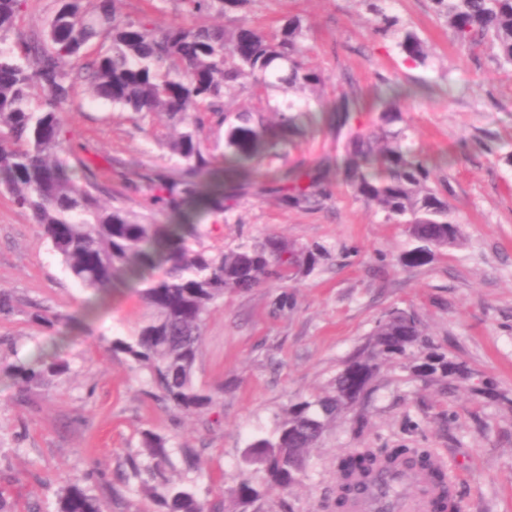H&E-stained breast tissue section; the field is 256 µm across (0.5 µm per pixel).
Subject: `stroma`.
I'll return each instance as SVG.
<instances>
[{"label": "stroma", "instance_id": "1", "mask_svg": "<svg viewBox=\"0 0 512 512\" xmlns=\"http://www.w3.org/2000/svg\"><path fill=\"white\" fill-rule=\"evenodd\" d=\"M394 12L427 44V65L409 63L391 37L373 32L358 0H250L244 13L257 25L300 17L309 60L330 78L305 136L261 158L258 169L281 174L335 156L326 109L339 95L368 101L388 83L416 89L401 109L414 147L438 165L433 185L461 240L426 263L403 264L405 225L384 222L341 181L316 209L250 197L206 217L203 249L275 234L329 256L287 289L225 294L205 323L195 365L197 385L217 397L200 415L166 408L126 357L109 351V340L134 334L147 313L137 294L117 291L86 313L91 291L69 276L29 212L0 191V289L17 298L0 313V496L14 512H56L65 480L90 469L101 478L90 491L108 501V512H151L126 463L144 430L171 440L175 482L230 503L247 444L272 435L290 401L325 390L395 307L415 310L426 336L475 377L491 379L494 396L477 399L466 382H429L405 364L387 365L364 409L367 426L355 430L351 414L340 416L311 448L305 476L288 494H267L261 512H333L336 459L364 445L429 449L459 473L461 512H512V70L486 47L454 44L432 0H397ZM64 118L77 153L100 167L113 205L143 213V194L127 180L143 166L175 168L168 144L177 127L83 87ZM283 292L288 304L276 307ZM38 312L53 326L35 321ZM56 343L67 374L18 394L4 365Z\"/></svg>", "mask_w": 512, "mask_h": 512}]
</instances>
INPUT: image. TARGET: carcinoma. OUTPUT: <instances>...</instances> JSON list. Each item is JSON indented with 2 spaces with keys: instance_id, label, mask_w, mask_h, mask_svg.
I'll list each match as a JSON object with an SVG mask.
<instances>
[{
  "instance_id": "obj_1",
  "label": "carcinoma",
  "mask_w": 512,
  "mask_h": 512,
  "mask_svg": "<svg viewBox=\"0 0 512 512\" xmlns=\"http://www.w3.org/2000/svg\"><path fill=\"white\" fill-rule=\"evenodd\" d=\"M117 0H53L48 25L39 32L16 31L25 0H0V187L61 256L70 276L83 287L106 294L119 284L139 285L148 313L133 336L114 338L110 350L124 355L146 374L152 394L165 406L192 415L210 409L215 395L194 380L202 329L213 306L228 291L247 292L261 284H285L305 268H314L328 251L297 247L270 234L228 251L193 248L199 219L232 211L248 194H273L289 206L316 207L330 197V170H297L282 179L254 176V164L268 148L297 128L311 111L310 96L329 77L311 66L308 31L297 17L268 28L228 13L247 0H178L192 18L212 13L227 17L221 28L176 24L162 27L149 13L121 17ZM377 31L391 35L405 56L426 64L425 42L388 13L391 0H362ZM446 19L454 43L489 45L500 64L512 66V0H432ZM100 40L94 56L88 45ZM80 86L97 99L144 115L165 112L185 131L170 144L182 173L147 171L135 188H146L143 207L175 215L177 224H155L100 201L97 167L76 155L67 137L64 105ZM283 88L296 98L270 104L268 90ZM44 100L35 105L31 90ZM245 89L257 106L239 111L234 121L224 99ZM410 92L390 87L378 99V131L364 129L356 114L364 111L355 96L344 95L331 108L336 152L354 195L374 204L385 221L406 225L413 247L404 261H427L434 248L455 245L459 225L449 218L448 200L430 185L432 168L416 153L399 102ZM224 118L229 152L224 167L204 150L200 113ZM274 112L278 121L265 122ZM74 156L76 166L59 155ZM422 354L413 365L423 379L467 380L465 365L448 358L424 334L416 312L394 308L376 324L366 343L349 356L324 392L290 404L270 438L252 440L245 466L261 481L243 478L234 502L247 508L269 490L285 492L304 475L307 454L331 422L353 413L355 429L366 423L362 408L381 368ZM69 369L58 355L39 352L10 364L6 373L23 393L60 377ZM172 445L151 430L141 433L140 449L130 459L134 478L155 505L153 512H216L190 486L171 480ZM402 464L425 476L437 490L431 512H459L447 474L417 448H353L337 457L336 512H345L355 487L368 483L380 465ZM88 471L66 480L57 512H107L92 495Z\"/></svg>"
}]
</instances>
